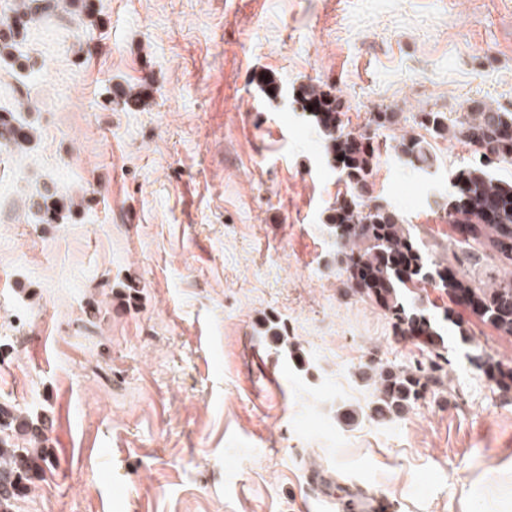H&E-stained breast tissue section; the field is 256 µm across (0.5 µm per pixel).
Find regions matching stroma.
Returning a JSON list of instances; mask_svg holds the SVG:
<instances>
[{
  "label": "stroma",
  "mask_w": 512,
  "mask_h": 512,
  "mask_svg": "<svg viewBox=\"0 0 512 512\" xmlns=\"http://www.w3.org/2000/svg\"><path fill=\"white\" fill-rule=\"evenodd\" d=\"M94 3L98 28L61 0L18 46L29 70L0 69L31 134L0 147V406L55 460L13 512H344L355 488L482 512L512 480V394L457 328L506 362L512 338L456 308L447 389L370 418L367 366L424 347L345 296V186L294 91L330 89L359 132L382 107L512 112V0ZM436 152L430 174L383 152L374 194L443 246L434 202L468 153Z\"/></svg>",
  "instance_id": "stroma-1"
}]
</instances>
